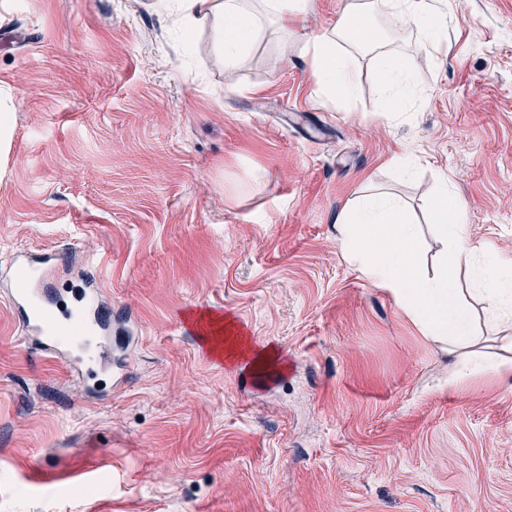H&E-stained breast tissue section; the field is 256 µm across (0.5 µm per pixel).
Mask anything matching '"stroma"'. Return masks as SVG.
<instances>
[{"label":"stroma","instance_id":"35a3bbf8","mask_svg":"<svg viewBox=\"0 0 512 512\" xmlns=\"http://www.w3.org/2000/svg\"><path fill=\"white\" fill-rule=\"evenodd\" d=\"M346 0L264 18L233 67L155 0H0V512H512V376L454 361L345 258L336 216L407 203L432 270L441 181L512 258V0H443L439 38L396 24L410 93L371 55L327 103L300 58ZM417 161L400 177L395 159ZM59 253L94 277L125 383L29 350L6 266ZM461 288L490 359L512 325ZM224 317L276 364L217 362L181 323Z\"/></svg>","mask_w":512,"mask_h":512}]
</instances>
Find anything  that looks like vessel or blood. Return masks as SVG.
Returning <instances> with one entry per match:
<instances>
[{"mask_svg":"<svg viewBox=\"0 0 512 512\" xmlns=\"http://www.w3.org/2000/svg\"><path fill=\"white\" fill-rule=\"evenodd\" d=\"M51 254H18L12 259L16 288L12 305L20 314L26 340L44 354L81 351L89 365L109 361L110 354L99 342L110 323L102 311L91 284L76 289L69 302L51 296L41 283L52 266Z\"/></svg>","mask_w":512,"mask_h":512,"instance_id":"obj_1","label":"vessel or blood"}]
</instances>
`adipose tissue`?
Wrapping results in <instances>:
<instances>
[{"instance_id": "1", "label": "adipose tissue", "mask_w": 512, "mask_h": 512, "mask_svg": "<svg viewBox=\"0 0 512 512\" xmlns=\"http://www.w3.org/2000/svg\"><path fill=\"white\" fill-rule=\"evenodd\" d=\"M262 12L247 10L242 0H178L177 20L187 41L210 30L225 64H233L260 31L261 13H270L281 26L300 22L309 0H261ZM439 0H382L399 24L423 32L438 30ZM371 0H349L332 32L309 34L302 59L327 97H353L355 81L349 52H374L381 84L390 99L406 94L405 69L396 68L387 49L389 36L375 21ZM404 205L394 196L378 194L353 203L338 214L336 224L345 254L362 277L388 291L401 312L428 338L463 350L451 372L452 380L467 376L471 363L482 360L468 305L458 286L463 267L480 259L479 291L493 321L512 323V262L467 234V208L440 190L433 203L436 230L447 243L433 273L421 267L419 225L404 221Z\"/></svg>"}]
</instances>
